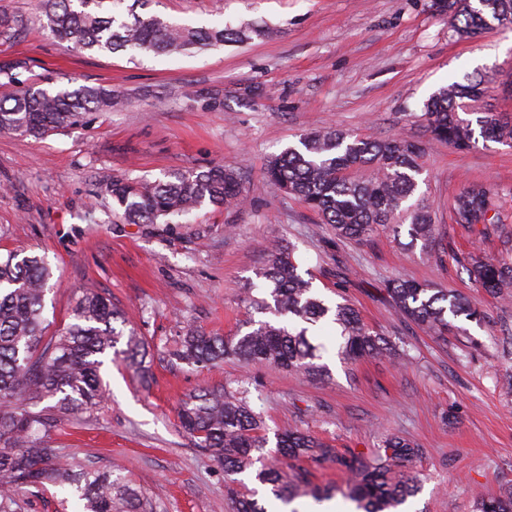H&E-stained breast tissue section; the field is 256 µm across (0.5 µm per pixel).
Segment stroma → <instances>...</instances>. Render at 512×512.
I'll use <instances>...</instances> for the list:
<instances>
[{"mask_svg": "<svg viewBox=\"0 0 512 512\" xmlns=\"http://www.w3.org/2000/svg\"><path fill=\"white\" fill-rule=\"evenodd\" d=\"M152 8L179 24L248 21L267 33L157 58L77 53L40 28L36 0H0L16 28L0 38V62L28 60L21 80L109 85L126 97L120 110L60 134H0V249L47 256L51 328L68 323L75 291L91 286L159 346L190 324L245 331L257 316L247 290L268 243L281 240L319 293L345 296L370 328L406 342L410 357L343 363L327 325L318 340L328 381L228 360L202 372L158 361L145 383L109 363L103 407L53 432L62 459L126 467L141 490L159 491L157 512H234L223 473L179 430L176 409L202 386L245 378L270 429L307 431L365 457L387 435L417 444L410 469L421 490L410 512H473L511 486L512 300L487 293L467 268L483 255L512 261V145L481 140L457 151L431 139L421 114L440 88L485 74L495 81L474 111L512 114V26L462 37L432 0H154ZM328 127L424 144L419 191L433 211L431 245L388 229L361 245L336 241L315 212L266 183L268 156ZM225 163L239 172L245 204L204 206L187 224L124 223L105 192L115 177ZM474 183L497 203L499 222L482 235L456 224L449 207ZM398 274L466 296L482 319H455L445 336L416 327L387 294Z\"/></svg>", "mask_w": 512, "mask_h": 512, "instance_id": "35a3bbf8", "label": "stroma"}]
</instances>
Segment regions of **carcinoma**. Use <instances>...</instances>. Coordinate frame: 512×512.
Wrapping results in <instances>:
<instances>
[{"mask_svg": "<svg viewBox=\"0 0 512 512\" xmlns=\"http://www.w3.org/2000/svg\"><path fill=\"white\" fill-rule=\"evenodd\" d=\"M38 0L39 22L60 42L83 51L126 52L134 57L168 56L243 43L265 34L257 24L193 27L172 23L148 11L152 0ZM440 12L453 17L455 31L469 36L491 22L512 25V0H434ZM27 61L0 63V85L19 86L0 99V133L35 139L64 131L86 121L94 112L110 111L123 101L112 88L97 84L44 87L25 84L19 70ZM485 78L452 83L425 103L423 118L430 136L459 151L476 143L472 122L461 117L465 101L484 96ZM485 140L512 144V119H477ZM425 150L416 141L399 137L375 141L339 129L302 135L267 161L264 177L274 188L299 198L317 212L339 241L361 244L381 228L392 226L426 245L433 242L430 207L415 198L423 171ZM112 202L128 224H169L205 205L222 206L241 197L235 170L217 165L206 170L174 169L150 180L114 178L106 184ZM493 196L471 186L455 197L454 221L464 226L492 224ZM470 276L499 295L512 288V263L476 260ZM259 277L269 284L268 297L249 304L268 320H252L243 335L221 336L187 328L174 347L159 350L129 326L127 314L96 288L79 291L70 322L48 336L43 311L53 270L46 257L7 251L0 255V512H25L31 490L62 492V510L69 499L82 504L80 512H155L157 498L143 492L119 469L60 459L61 448L51 436L59 419L78 418L104 402L102 368L119 361L142 377L155 359L212 369L226 359L247 366H275L305 377L328 380L323 347L311 336L322 325H336L338 354L356 362L395 346L374 334L348 301L328 304L304 278L291 245L277 242L266 256ZM387 292L398 310L419 327L448 333L451 320L483 314L460 294H449L406 277L389 282ZM180 427L224 472L236 512H268L257 498L235 488L237 476L247 473L267 495L287 505L320 494L312 486L311 470L334 465L352 475L345 491L361 512H389L419 491L409 463L420 448L398 437L385 438L373 458L340 455L327 443L299 430L274 433L275 449L267 451L268 426L248 398V388H204L188 396L178 411ZM288 465L283 472L276 460ZM475 512H512V487L476 504Z\"/></svg>", "mask_w": 512, "mask_h": 512, "instance_id": "cac0c4a2", "label": "carcinoma"}]
</instances>
